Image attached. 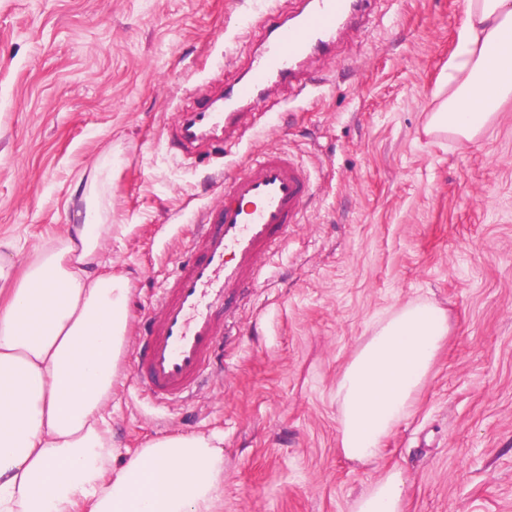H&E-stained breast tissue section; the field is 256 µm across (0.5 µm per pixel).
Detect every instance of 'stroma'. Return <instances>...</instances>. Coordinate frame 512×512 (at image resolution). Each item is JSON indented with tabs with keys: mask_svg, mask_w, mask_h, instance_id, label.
Listing matches in <instances>:
<instances>
[{
	"mask_svg": "<svg viewBox=\"0 0 512 512\" xmlns=\"http://www.w3.org/2000/svg\"><path fill=\"white\" fill-rule=\"evenodd\" d=\"M303 0H0V237L25 265L65 235V203L104 158L106 271L132 288L129 338L188 256L223 169L281 149L309 173L301 224L188 403L112 388L116 459L169 434L224 436L215 512H352L389 470L402 512H512V99L473 141L426 134L464 0H372L331 51L277 84L270 119L225 148L180 119L248 76L267 6ZM427 300L450 331L381 459L339 450L336 380L394 307Z\"/></svg>",
	"mask_w": 512,
	"mask_h": 512,
	"instance_id": "35a3bbf8",
	"label": "stroma"
}]
</instances>
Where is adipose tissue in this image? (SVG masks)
Listing matches in <instances>:
<instances>
[{
	"label": "adipose tissue",
	"mask_w": 512,
	"mask_h": 512,
	"mask_svg": "<svg viewBox=\"0 0 512 512\" xmlns=\"http://www.w3.org/2000/svg\"><path fill=\"white\" fill-rule=\"evenodd\" d=\"M431 133L476 138L512 96V0H465ZM111 159L82 191L81 223L14 277L17 245L0 240V512H213L224 484V438L174 434L113 465L106 408L127 346L130 282L101 272L112 238ZM448 315L416 301L380 320L336 382L342 454L376 461L410 413ZM394 469L353 512H401Z\"/></svg>",
	"instance_id": "obj_1"
}]
</instances>
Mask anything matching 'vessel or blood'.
Segmentation results:
<instances>
[{
	"label": "vessel or blood",
	"mask_w": 512,
	"mask_h": 512,
	"mask_svg": "<svg viewBox=\"0 0 512 512\" xmlns=\"http://www.w3.org/2000/svg\"><path fill=\"white\" fill-rule=\"evenodd\" d=\"M369 2L310 0L292 22L265 15L266 36L251 61V78L226 88V100L255 102L272 80L299 84L302 62L327 53L331 35ZM230 119V113L204 107L184 115L183 137L220 140ZM220 188L222 205L198 225L190 259L145 314L133 354L139 385L160 404L189 398L211 372L218 349L234 332L242 301L259 283L263 259L300 223L311 181L291 158L268 152L225 175Z\"/></svg>",
	"instance_id": "b4317fda"
}]
</instances>
